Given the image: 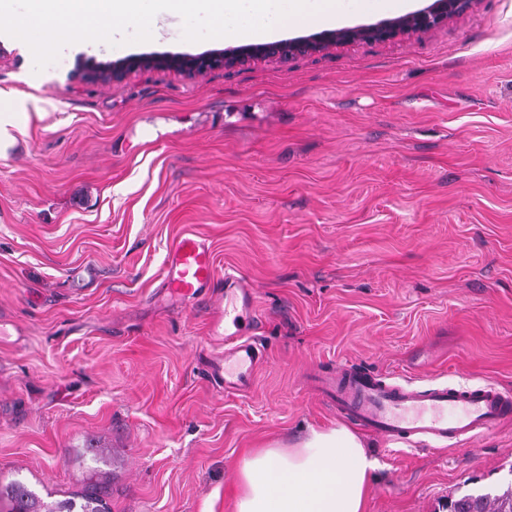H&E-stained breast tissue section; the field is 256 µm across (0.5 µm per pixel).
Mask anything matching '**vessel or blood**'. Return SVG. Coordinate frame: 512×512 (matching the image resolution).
<instances>
[{
    "label": "vessel or blood",
    "instance_id": "vessel-or-blood-1",
    "mask_svg": "<svg viewBox=\"0 0 512 512\" xmlns=\"http://www.w3.org/2000/svg\"><path fill=\"white\" fill-rule=\"evenodd\" d=\"M215 279L212 252L193 235L179 238L165 261L164 285L184 298L203 294ZM250 290L239 277H224V388L247 390L261 355L240 332L255 322ZM321 392L345 418L397 441L454 446L512 418V395L485 383L468 389L438 383L415 389L342 363L319 381Z\"/></svg>",
    "mask_w": 512,
    "mask_h": 512
}]
</instances>
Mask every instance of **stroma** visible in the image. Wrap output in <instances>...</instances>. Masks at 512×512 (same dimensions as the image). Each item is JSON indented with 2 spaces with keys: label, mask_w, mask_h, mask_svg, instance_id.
<instances>
[{
  "label": "stroma",
  "mask_w": 512,
  "mask_h": 512,
  "mask_svg": "<svg viewBox=\"0 0 512 512\" xmlns=\"http://www.w3.org/2000/svg\"><path fill=\"white\" fill-rule=\"evenodd\" d=\"M182 33L169 17L39 72L0 34V482L48 505L92 483L111 512H233L249 450L340 423L316 379L345 361L512 392V0L192 78L77 68L219 47ZM186 234L252 292L248 390L213 371L223 289L162 286ZM362 436L365 512L512 486V420L444 449Z\"/></svg>",
  "instance_id": "obj_1"
}]
</instances>
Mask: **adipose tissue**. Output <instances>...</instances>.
Listing matches in <instances>:
<instances>
[{
	"label": "adipose tissue",
	"mask_w": 512,
	"mask_h": 512,
	"mask_svg": "<svg viewBox=\"0 0 512 512\" xmlns=\"http://www.w3.org/2000/svg\"><path fill=\"white\" fill-rule=\"evenodd\" d=\"M377 468L347 427L313 428L293 445L273 442L243 456L235 512H364Z\"/></svg>",
	"instance_id": "1"
}]
</instances>
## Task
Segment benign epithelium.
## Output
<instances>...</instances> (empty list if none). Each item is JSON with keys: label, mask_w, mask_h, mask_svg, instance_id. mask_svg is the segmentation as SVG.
Here are the masks:
<instances>
[{"label": "benign epithelium", "mask_w": 512, "mask_h": 512, "mask_svg": "<svg viewBox=\"0 0 512 512\" xmlns=\"http://www.w3.org/2000/svg\"><path fill=\"white\" fill-rule=\"evenodd\" d=\"M472 2L473 0H434V3L423 11L376 25L335 30L317 36L288 40L281 44L217 49L195 56H180L172 62V66L181 67L186 72L190 69L196 71L200 65L207 69L228 64L237 66L253 59L287 60L295 55L319 53L335 45L355 41L388 40L401 35L417 34L447 22L448 19L467 10ZM148 60V56L129 57L116 63L98 64L91 72L103 71L114 80L129 69L148 67Z\"/></svg>", "instance_id": "benign-epithelium-1"}]
</instances>
